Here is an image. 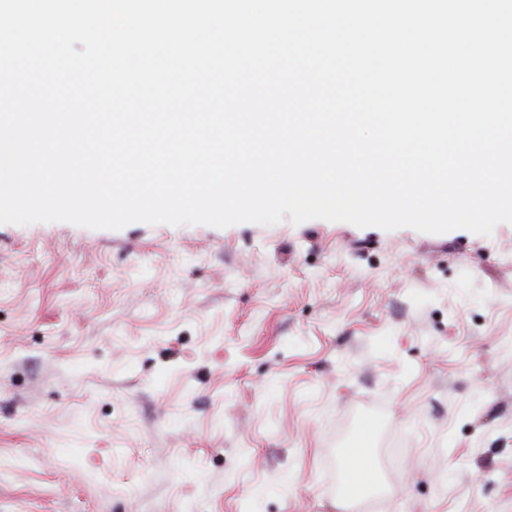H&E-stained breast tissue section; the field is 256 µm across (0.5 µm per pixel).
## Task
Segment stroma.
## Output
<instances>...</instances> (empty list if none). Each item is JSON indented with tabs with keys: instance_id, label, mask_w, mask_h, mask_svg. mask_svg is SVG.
Returning <instances> with one entry per match:
<instances>
[{
	"instance_id": "stroma-1",
	"label": "stroma",
	"mask_w": 512,
	"mask_h": 512,
	"mask_svg": "<svg viewBox=\"0 0 512 512\" xmlns=\"http://www.w3.org/2000/svg\"><path fill=\"white\" fill-rule=\"evenodd\" d=\"M512 512V224H0V512Z\"/></svg>"
}]
</instances>
